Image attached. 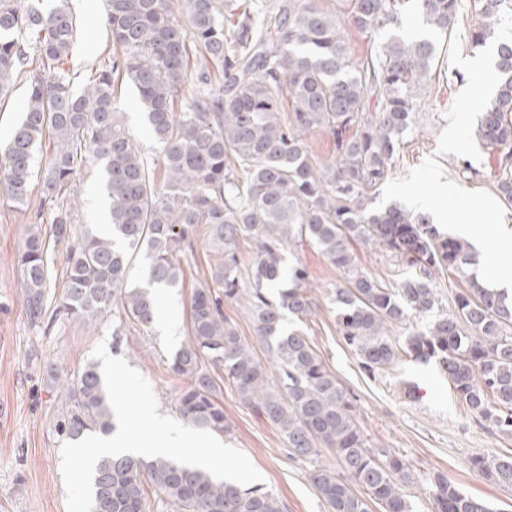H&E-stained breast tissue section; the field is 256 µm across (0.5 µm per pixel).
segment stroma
<instances>
[{
    "mask_svg": "<svg viewBox=\"0 0 512 512\" xmlns=\"http://www.w3.org/2000/svg\"><path fill=\"white\" fill-rule=\"evenodd\" d=\"M69 5L80 24L70 64L83 73L97 58L114 51L98 25L106 0H69ZM466 83L465 72L451 65L448 56H441L431 82L415 94V123L390 165V177L406 175L435 153L447 125L446 113ZM116 95L133 137L149 156L158 157L159 146L147 129L132 84L117 82ZM74 193L79 199L73 213L76 229L100 228L99 171L82 174ZM40 196L41 186L36 183L23 208L0 200V512H66L60 476L63 440L55 432L63 399L52 377L76 375L92 362L98 343H105L112 356L124 358L149 382L160 414L178 417L177 399L187 380L171 371V360L188 340L191 293L218 259L206 237H199L194 259L184 266L182 287L169 292L173 328L156 322L140 329L125 321L116 303L102 315L96 330L68 323L42 334L30 327L24 315L15 263ZM352 253L357 271L382 283L396 284L410 273L404 261L385 248L358 244ZM286 261L303 266L309 274L317 307L307 319V333L348 392L371 446L396 452L409 462L411 480L405 492L412 512H435L432 491L439 475L485 499L495 512H512V487L496 484L467 466L475 455L512 453V438L478 424L453 396L435 363L402 354L384 370L369 374L338 332L332 290L342 282V272L305 240L288 246ZM220 397L231 426L224 441L249 457L263 477L261 490L278 497L283 512H327L309 479L314 461L292 456L278 430L242 405L234 391L222 388Z\"/></svg>",
    "mask_w": 512,
    "mask_h": 512,
    "instance_id": "obj_1",
    "label": "stroma"
}]
</instances>
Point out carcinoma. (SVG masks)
Returning <instances> with one entry per match:
<instances>
[{"label": "carcinoma", "instance_id": "obj_1", "mask_svg": "<svg viewBox=\"0 0 512 512\" xmlns=\"http://www.w3.org/2000/svg\"><path fill=\"white\" fill-rule=\"evenodd\" d=\"M0 0V101L17 75L29 72L21 120L0 150L3 195L27 203L35 146L54 144L41 174L43 202L54 211L50 229L34 213L17 255L22 307L41 326L49 312L85 329L119 301L125 318L146 329L155 296L127 287L137 256L149 259L152 282L181 286L183 263L194 258L200 228L221 252L210 281L189 305V341L171 370L188 379L178 398L181 417L214 433L230 431L218 398L221 385L274 426L290 452L312 459L327 449L336 466L319 465L310 481L329 512H412L403 492L406 459L372 448L346 390L322 361L305 331L315 301L308 273L284 269V252L298 236L314 244L347 279L334 288L339 333L373 373L404 347L419 361H435L453 394L474 419L512 436V294L477 276L440 312L433 272L467 274L472 246L439 232L424 214L396 206L373 210L404 135L415 122L414 96L429 79L440 40L453 30L461 0H350L348 25L367 33L400 28L403 16L424 33L388 36L375 56L357 63L344 28L315 0H106L102 23L118 51L102 58L81 89L65 67L78 21L68 0ZM507 0H477L481 21L468 46L492 43ZM199 58L190 69L192 57ZM501 82L480 116L476 137L496 154L490 184L512 207V42L495 46ZM135 87L145 121L160 145L164 184L155 164L130 134L114 96V81ZM181 99L182 109L174 111ZM288 116H282L283 111ZM324 128L336 158L315 161L304 133ZM102 166L109 231L77 233L69 198L75 177ZM257 245L243 273L239 248ZM382 246L415 272L399 287L354 272L351 245ZM66 245L64 295L50 308L56 247ZM249 287H243V284ZM244 299L260 358L224 314L223 298ZM411 319L427 326L399 343L390 328ZM66 409L55 429L78 440L112 431L103 377L93 364L58 379ZM468 467L512 487V453L475 456ZM173 512H282L269 492L244 489L206 471L165 458L103 457L96 466L93 512H151L149 491ZM435 512H493L437 478Z\"/></svg>", "mask_w": 512, "mask_h": 512}]
</instances>
